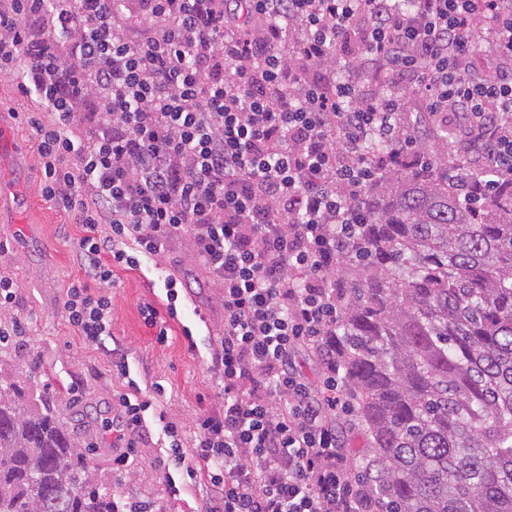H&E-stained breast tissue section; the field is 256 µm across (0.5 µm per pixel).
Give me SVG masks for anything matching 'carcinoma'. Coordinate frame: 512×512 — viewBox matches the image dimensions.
<instances>
[{
    "label": "carcinoma",
    "mask_w": 512,
    "mask_h": 512,
    "mask_svg": "<svg viewBox=\"0 0 512 512\" xmlns=\"http://www.w3.org/2000/svg\"><path fill=\"white\" fill-rule=\"evenodd\" d=\"M354 200L367 217L336 275L357 467L385 512H512V185L466 202L448 138L418 144ZM0 512H116L43 395L0 370Z\"/></svg>",
    "instance_id": "carcinoma-1"
}]
</instances>
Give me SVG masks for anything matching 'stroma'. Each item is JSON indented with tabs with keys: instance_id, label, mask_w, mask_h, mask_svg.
Returning <instances> with one entry per match:
<instances>
[{
	"instance_id": "1",
	"label": "stroma",
	"mask_w": 512,
	"mask_h": 512,
	"mask_svg": "<svg viewBox=\"0 0 512 512\" xmlns=\"http://www.w3.org/2000/svg\"><path fill=\"white\" fill-rule=\"evenodd\" d=\"M14 132L26 156L11 177L22 182L32 208L24 215L29 223L25 238H18L16 225L0 223V277L18 287L15 303L0 308V327H23L22 335L0 351V364L25 377L28 386L47 388L57 413L79 432L91 466L110 483L117 503L143 500L152 503L154 512H197L204 489L171 494L161 465L167 450L156 439H134L128 469H118L114 462L117 450L110 428L121 411L113 394L122 382L111 358L85 343L61 311L65 292L80 272L77 249L85 230L41 196L43 167L34 131L18 122ZM162 268L190 287L195 307L185 310L181 321L191 327L198 354L188 353L180 328L173 329L166 344L157 343L140 315L153 290L136 273H120L111 290L112 337L142 393H149L156 382L164 386L161 407L180 426L184 450L191 457L197 440L193 419L200 407L218 404L222 393L223 382L210 368L209 346L224 330V308L217 288L202 286L203 275L184 243L173 244Z\"/></svg>"
}]
</instances>
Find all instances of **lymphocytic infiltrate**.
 <instances>
[{
  "label": "lymphocytic infiltrate",
  "instance_id": "lymphocytic-infiltrate-1",
  "mask_svg": "<svg viewBox=\"0 0 512 512\" xmlns=\"http://www.w3.org/2000/svg\"><path fill=\"white\" fill-rule=\"evenodd\" d=\"M480 37L512 65V0H0V74L31 104L40 194L87 229L69 324L109 351L117 271L163 262L179 239L220 289L224 396L196 414L198 460L172 495L201 481V512H382L342 439L355 407L332 341L336 266L365 220L352 197L400 158L429 160L404 95L364 97L337 80L336 55L380 65L425 94L431 119L465 128L494 174L449 164L469 199L512 179V79L469 74ZM373 139L395 148L370 158ZM177 284L140 307L160 343ZM302 349L316 379L295 366ZM115 398L113 443L157 424L183 465L175 423Z\"/></svg>",
  "mask_w": 512,
  "mask_h": 512
}]
</instances>
